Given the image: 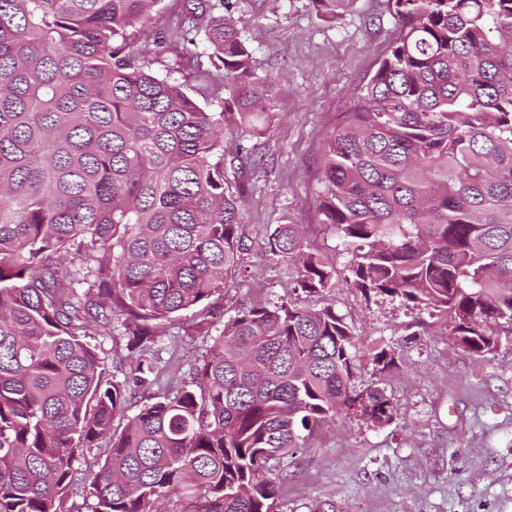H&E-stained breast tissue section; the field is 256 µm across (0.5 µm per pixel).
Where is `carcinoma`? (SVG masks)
<instances>
[{
	"label": "carcinoma",
	"instance_id": "obj_1",
	"mask_svg": "<svg viewBox=\"0 0 512 512\" xmlns=\"http://www.w3.org/2000/svg\"><path fill=\"white\" fill-rule=\"evenodd\" d=\"M161 0H0V512H70L72 461L108 437L88 474L91 512H272L288 458L355 408L357 338L330 307L286 298L224 321L191 381L150 396L121 432L130 384L150 385L158 325L196 314L210 335L250 249L243 186L257 144L225 163L224 129L268 127L278 78L253 65L231 0H183L203 33L213 93L150 68L171 34ZM327 20L354 0H309ZM403 29L347 124L324 137L321 223L352 253L364 296L444 315L481 357L512 325V0H387ZM207 18L205 25L199 20ZM264 249L299 262L294 289L336 286L303 226ZM120 321L130 372L96 336ZM373 361L396 365L380 346Z\"/></svg>",
	"mask_w": 512,
	"mask_h": 512
}]
</instances>
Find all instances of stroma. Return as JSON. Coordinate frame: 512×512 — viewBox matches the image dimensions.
<instances>
[{"label": "stroma", "instance_id": "stroma-1", "mask_svg": "<svg viewBox=\"0 0 512 512\" xmlns=\"http://www.w3.org/2000/svg\"><path fill=\"white\" fill-rule=\"evenodd\" d=\"M258 71L279 76V103L265 134L229 129L224 151L260 144L262 173H245L243 232L262 242L269 225L291 220L308 248L336 270V286L316 296L289 293L295 267L252 250L247 270L220 305L231 316L256 302L291 297L300 307H332L353 329L356 390L381 389L393 419L373 426L352 411L325 423L288 468L274 512H512V335L478 358L457 346L445 317L398 297L364 298L347 285L351 256L320 223L325 135L343 126L400 30L386 0H354L342 17L317 16L309 0H232ZM165 326L155 348L161 389L189 382L211 344ZM396 351V368L372 361Z\"/></svg>", "mask_w": 512, "mask_h": 512}]
</instances>
